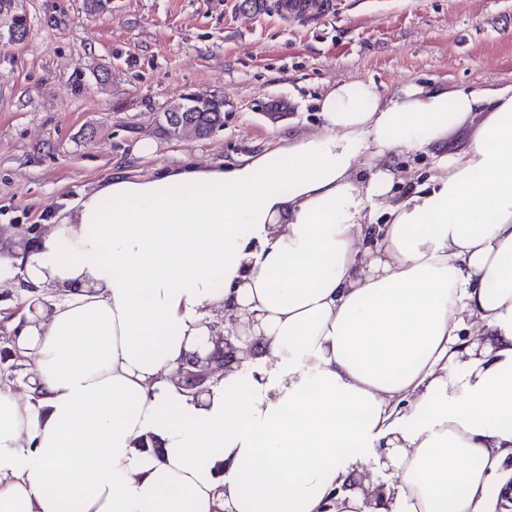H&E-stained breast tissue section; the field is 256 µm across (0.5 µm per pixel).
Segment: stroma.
I'll return each instance as SVG.
<instances>
[{"label": "stroma", "mask_w": 512, "mask_h": 512, "mask_svg": "<svg viewBox=\"0 0 512 512\" xmlns=\"http://www.w3.org/2000/svg\"><path fill=\"white\" fill-rule=\"evenodd\" d=\"M17 7L26 39L0 38V253L16 259L29 230L48 229L113 170L228 165L313 131L335 81L371 80L386 94L410 81L512 84V0H331L292 20L274 0ZM189 92L223 96V128L167 133L165 109ZM28 302L19 280L0 283V351L14 349Z\"/></svg>", "instance_id": "35a3bbf8"}]
</instances>
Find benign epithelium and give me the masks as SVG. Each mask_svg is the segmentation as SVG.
<instances>
[{
    "label": "benign epithelium",
    "mask_w": 512,
    "mask_h": 512,
    "mask_svg": "<svg viewBox=\"0 0 512 512\" xmlns=\"http://www.w3.org/2000/svg\"><path fill=\"white\" fill-rule=\"evenodd\" d=\"M240 340L236 336L234 327L225 328V333L210 336L213 348L201 355L197 352L189 354V357L177 370L176 376L180 383L194 393L204 391V384L218 369H227L241 363L238 352L241 348L235 345ZM387 484L375 483L371 480V472L368 466L352 475L347 488L357 490L363 496V504L372 512H392L394 495L387 494Z\"/></svg>",
    "instance_id": "obj_1"
}]
</instances>
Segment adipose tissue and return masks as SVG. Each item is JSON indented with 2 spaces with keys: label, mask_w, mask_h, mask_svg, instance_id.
Masks as SVG:
<instances>
[{
  "label": "adipose tissue",
  "mask_w": 512,
  "mask_h": 512,
  "mask_svg": "<svg viewBox=\"0 0 512 512\" xmlns=\"http://www.w3.org/2000/svg\"><path fill=\"white\" fill-rule=\"evenodd\" d=\"M228 166L118 170L0 279L60 287L0 383V512H499L512 485V84L339 81ZM467 131L466 149L449 139ZM433 174L396 190L392 152ZM236 320L241 367L174 373ZM468 330L461 339L460 330ZM14 368H10L11 365ZM32 376V365L28 358L23 360L8 359L7 361L0 360V382L10 383L18 387L29 381ZM378 481L379 483H375L371 480L370 468L365 465L362 466L361 471L352 475L345 488L358 490L363 496L364 507L370 509L368 511L384 510L391 512L395 491L392 490L390 495H387V484L381 480Z\"/></svg>",
  "instance_id": "obj_1"
}]
</instances>
